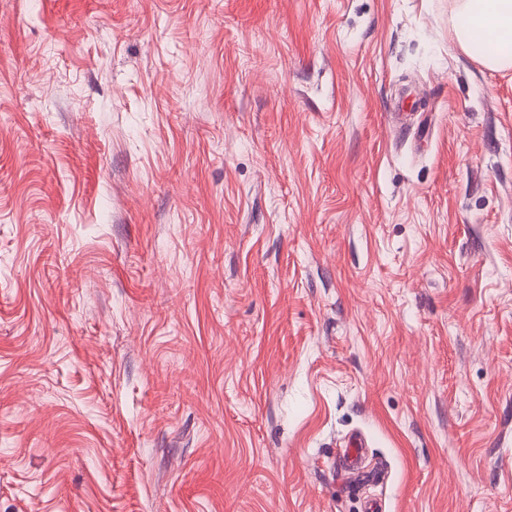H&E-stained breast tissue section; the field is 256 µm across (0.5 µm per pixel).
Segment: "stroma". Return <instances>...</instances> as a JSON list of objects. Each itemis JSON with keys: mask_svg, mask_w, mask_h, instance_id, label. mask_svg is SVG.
Here are the masks:
<instances>
[{"mask_svg": "<svg viewBox=\"0 0 512 512\" xmlns=\"http://www.w3.org/2000/svg\"><path fill=\"white\" fill-rule=\"evenodd\" d=\"M454 5L0 0V512H512V68ZM364 448L360 438H356L353 442L348 445L343 454L344 471L347 476L349 483L357 482L360 478L364 477V473L361 471V461L364 456Z\"/></svg>", "mask_w": 512, "mask_h": 512, "instance_id": "1", "label": "stroma"}]
</instances>
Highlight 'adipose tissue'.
Here are the masks:
<instances>
[{"instance_id":"1","label":"adipose tissue","mask_w":512,"mask_h":512,"mask_svg":"<svg viewBox=\"0 0 512 512\" xmlns=\"http://www.w3.org/2000/svg\"><path fill=\"white\" fill-rule=\"evenodd\" d=\"M456 14L463 20L455 28L463 50L481 39L497 42L500 54L485 58V65L493 70L512 67V0H459Z\"/></svg>"}]
</instances>
